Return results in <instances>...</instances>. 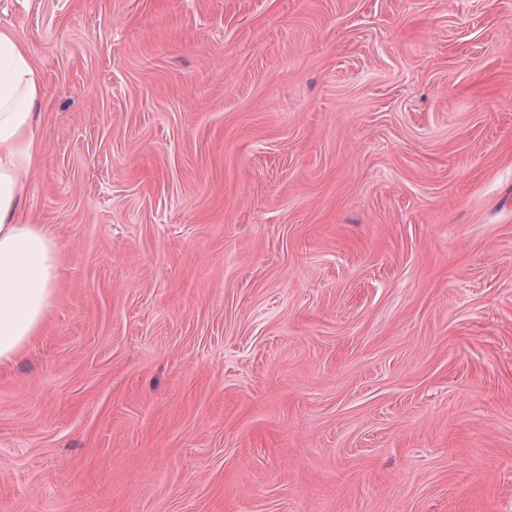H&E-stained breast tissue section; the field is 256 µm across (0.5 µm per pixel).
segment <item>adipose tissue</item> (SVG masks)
Instances as JSON below:
<instances>
[{"label":"adipose tissue","mask_w":512,"mask_h":512,"mask_svg":"<svg viewBox=\"0 0 512 512\" xmlns=\"http://www.w3.org/2000/svg\"><path fill=\"white\" fill-rule=\"evenodd\" d=\"M41 97V76L28 48L0 29V363L39 335L59 296L60 244L45 225L25 219L41 153L34 134Z\"/></svg>","instance_id":"1"}]
</instances>
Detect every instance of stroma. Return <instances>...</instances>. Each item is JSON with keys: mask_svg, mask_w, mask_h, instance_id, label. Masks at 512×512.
Returning <instances> with one entry per match:
<instances>
[{"mask_svg": "<svg viewBox=\"0 0 512 512\" xmlns=\"http://www.w3.org/2000/svg\"><path fill=\"white\" fill-rule=\"evenodd\" d=\"M59 298L0 512H512V0H0Z\"/></svg>", "mask_w": 512, "mask_h": 512, "instance_id": "obj_1", "label": "stroma"}]
</instances>
